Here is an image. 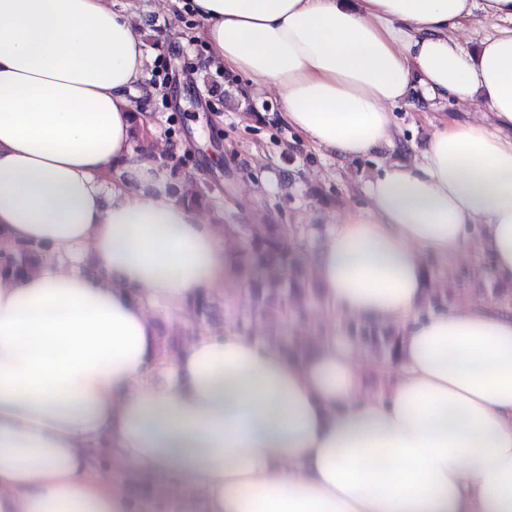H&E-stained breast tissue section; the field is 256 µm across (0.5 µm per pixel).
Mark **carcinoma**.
<instances>
[{
    "label": "carcinoma",
    "instance_id": "1",
    "mask_svg": "<svg viewBox=\"0 0 512 512\" xmlns=\"http://www.w3.org/2000/svg\"><path fill=\"white\" fill-rule=\"evenodd\" d=\"M49 255V247L39 243L22 244L5 251L0 263V275L17 276ZM230 272L250 284L247 303L238 308L237 323L253 326L267 318L283 320L288 317L290 300H303L309 293L298 251L288 247V236L278 225L251 228L243 245L234 257L227 259ZM189 315L206 322L215 317L214 305L204 296L187 308ZM355 338L393 357L397 340L392 334L375 326L352 328ZM184 346L183 336L172 334L160 337V358L170 363Z\"/></svg>",
    "mask_w": 512,
    "mask_h": 512
}]
</instances>
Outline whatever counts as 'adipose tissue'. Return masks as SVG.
Listing matches in <instances>:
<instances>
[{"mask_svg":"<svg viewBox=\"0 0 512 512\" xmlns=\"http://www.w3.org/2000/svg\"><path fill=\"white\" fill-rule=\"evenodd\" d=\"M206 54L280 91L303 141L347 160L392 141L411 97L478 104L420 161L366 184L311 259L329 309L396 327L368 372L331 335L193 337L157 367L150 310L230 272L179 204L131 101L148 57L131 8L0 0V244L46 243L0 278V512H134L141 483L190 475L204 512H512V310L425 313V256L471 233L512 284V0H191ZM492 29L474 44L459 31ZM120 458L128 487L101 483Z\"/></svg>","mask_w":512,"mask_h":512,"instance_id":"ef3b65f1","label":"adipose tissue"}]
</instances>
